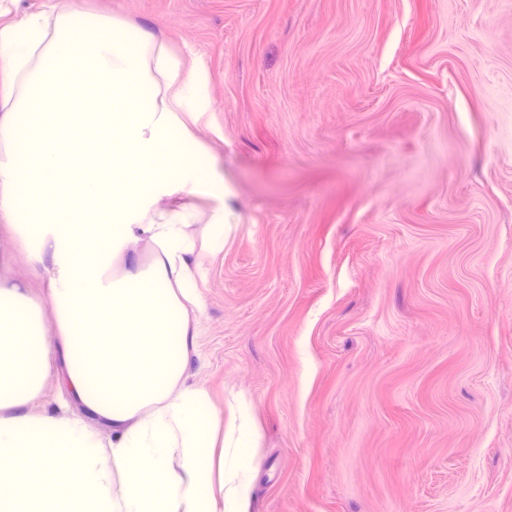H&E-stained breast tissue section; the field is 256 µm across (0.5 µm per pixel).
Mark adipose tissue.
<instances>
[{"mask_svg": "<svg viewBox=\"0 0 512 512\" xmlns=\"http://www.w3.org/2000/svg\"><path fill=\"white\" fill-rule=\"evenodd\" d=\"M19 3L0 0V220L50 290L0 267V506L246 512L250 413L218 430L210 391L185 379L200 299L187 200L223 192L191 130L204 75L119 18ZM173 196L185 205L162 206ZM141 240L147 266L127 256ZM55 351L80 414L34 409Z\"/></svg>", "mask_w": 512, "mask_h": 512, "instance_id": "1", "label": "adipose tissue"}]
</instances>
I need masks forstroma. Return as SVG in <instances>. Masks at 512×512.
I'll return each mask as SVG.
<instances>
[{
    "instance_id": "1",
    "label": "stroma",
    "mask_w": 512,
    "mask_h": 512,
    "mask_svg": "<svg viewBox=\"0 0 512 512\" xmlns=\"http://www.w3.org/2000/svg\"><path fill=\"white\" fill-rule=\"evenodd\" d=\"M206 75L190 382L248 512H512V0H48Z\"/></svg>"
}]
</instances>
